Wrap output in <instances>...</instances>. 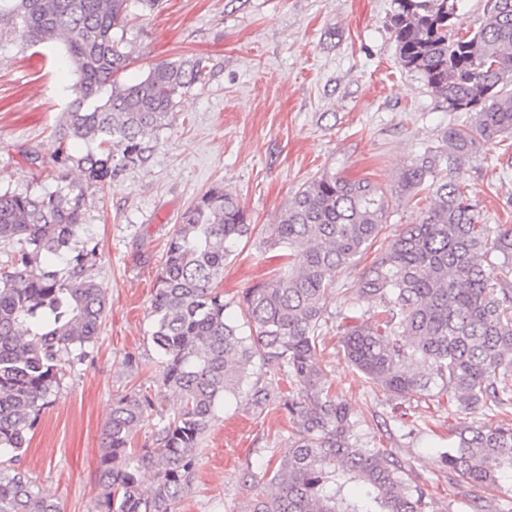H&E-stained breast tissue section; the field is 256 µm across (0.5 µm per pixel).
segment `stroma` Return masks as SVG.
Masks as SVG:
<instances>
[{
    "label": "stroma",
    "instance_id": "obj_1",
    "mask_svg": "<svg viewBox=\"0 0 512 512\" xmlns=\"http://www.w3.org/2000/svg\"><path fill=\"white\" fill-rule=\"evenodd\" d=\"M394 9L393 0H160L152 11L131 7L121 81H135L164 60L202 56L207 69L202 84L178 97L169 126L147 140L142 161L101 188L52 160L53 131L78 81L62 64L60 47L36 48L19 30H0V190L83 195L72 248L97 243L93 273L108 301L97 342L66 369L21 458L60 512L96 510L100 431L114 398L141 388L159 413L180 410L161 383L151 303L167 241L188 206L218 186L260 228L232 246L220 285L231 319L247 336L251 326L238 302L248 288L287 273V258L273 256L263 231L278 223L294 193L325 174L391 189L441 130L462 121L399 65ZM456 178L479 223L512 227L511 138L483 143ZM430 198L425 186L393 201L381 235L338 276L325 299L319 358L333 391L351 405L358 433L406 461L438 512H473L484 491L450 486L439 451L456 425L494 417L465 414L444 396L373 392L348 364L338 330L343 316L372 315L374 303L351 298L347 289L394 235L419 221ZM290 432L284 411L254 415L241 395L221 403L175 512H240L251 495L244 473L274 470L289 452Z\"/></svg>",
    "mask_w": 512,
    "mask_h": 512
}]
</instances>
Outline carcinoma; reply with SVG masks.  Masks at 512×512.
Instances as JSON below:
<instances>
[{
	"label": "carcinoma",
	"mask_w": 512,
	"mask_h": 512,
	"mask_svg": "<svg viewBox=\"0 0 512 512\" xmlns=\"http://www.w3.org/2000/svg\"><path fill=\"white\" fill-rule=\"evenodd\" d=\"M459 0H394L398 63L418 74L465 121L445 129L385 192L368 180L323 176L295 194L269 247L288 251V273L243 296L254 333L243 336L218 291L230 244L254 225L224 189L200 196L170 237L153 298L152 342L164 388L181 411L159 417L156 447L130 449L155 411L152 395L116 398L101 434L97 512H172L190 489L195 458L225 397L241 393L254 360L265 368L246 393L253 413H288L291 453L241 512H435V503L392 451L362 441L353 409L332 392L318 346L324 298L336 277L379 236L390 202L431 182L433 200L363 269L349 294L375 303L342 326L348 362L382 394L439 390L469 413L512 404V228L477 221L448 179L480 143L512 136V0H487L469 38L451 34ZM129 0H0V25L32 45L55 43L79 80L54 131V161L89 185L143 158L145 140L169 125L177 98L202 83L206 60L162 61L119 80L128 59L118 32ZM82 141L73 155L68 142ZM83 197L0 192V512H58L17 465L65 366L99 335L106 300L92 270L97 245L71 255ZM65 263L64 271L54 262ZM288 383L283 388L282 383ZM448 482L487 488L512 481V422L463 425L441 453ZM151 470L154 484L143 486Z\"/></svg>",
	"instance_id": "1"
}]
</instances>
